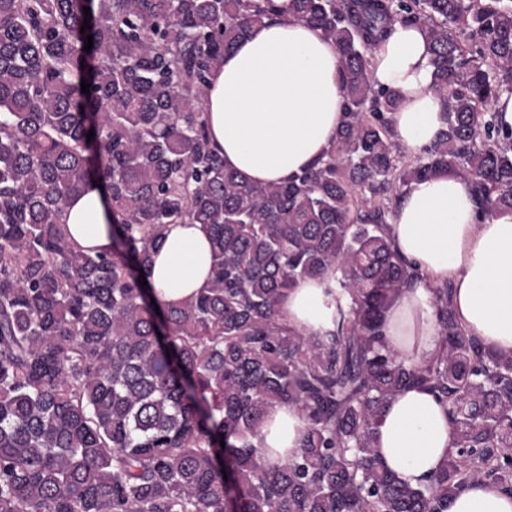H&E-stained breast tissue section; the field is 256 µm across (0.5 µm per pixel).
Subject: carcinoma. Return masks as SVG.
Masks as SVG:
<instances>
[{
  "instance_id": "1",
  "label": "carcinoma",
  "mask_w": 512,
  "mask_h": 512,
  "mask_svg": "<svg viewBox=\"0 0 512 512\" xmlns=\"http://www.w3.org/2000/svg\"><path fill=\"white\" fill-rule=\"evenodd\" d=\"M291 4L336 45L343 120L300 175L256 183L224 167L203 103L273 0H0V512H448L474 482L512 492V353L456 322L446 283L435 357L381 332L418 277L386 233L404 187L453 173L481 214L512 212V129L492 111L512 94V0ZM396 22L425 31L447 106L403 165L399 96L369 74ZM94 181L109 253L75 247L62 221ZM166 224L202 225L211 247L208 287L176 308L141 286ZM304 278L336 279L323 336L279 314ZM411 386L452 427L448 462L417 487L376 446ZM282 403L308 428L273 463L261 428Z\"/></svg>"
}]
</instances>
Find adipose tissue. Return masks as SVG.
Masks as SVG:
<instances>
[{"label":"adipose tissue","instance_id":"obj_1","mask_svg":"<svg viewBox=\"0 0 512 512\" xmlns=\"http://www.w3.org/2000/svg\"><path fill=\"white\" fill-rule=\"evenodd\" d=\"M277 19L254 28L224 57L210 79L204 111L210 140L226 168L253 182H283L323 157L342 120L339 55L320 31L295 21L289 0H276ZM370 78L397 91L396 140L406 154H422L445 127L442 99L432 86L422 30L395 24L370 58ZM468 186L452 174L409 184L387 231L421 278L386 314L382 331L392 349L415 361L432 359L440 336L433 290L452 288L455 319L489 347L512 351V212L478 218ZM63 222L73 243L92 252L112 248V213L103 189L90 186L67 205ZM209 239L201 225H166L152 254L150 281L165 305L179 306L206 288ZM326 281L304 279L282 299V319L305 334L333 329L335 307ZM307 423L281 404L268 416L261 446L284 462L301 448ZM451 427L445 408L427 390L406 389L389 405L377 448L402 482L425 483L448 459ZM448 512H512V493L484 481L469 485Z\"/></svg>","mask_w":512,"mask_h":512}]
</instances>
